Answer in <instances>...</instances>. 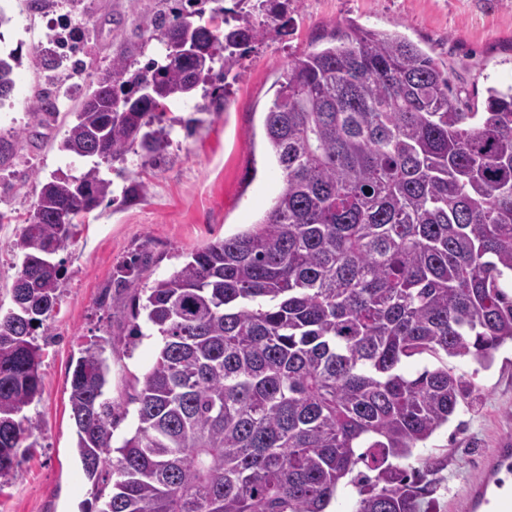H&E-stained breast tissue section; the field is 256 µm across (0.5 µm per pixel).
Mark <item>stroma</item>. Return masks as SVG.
Wrapping results in <instances>:
<instances>
[{
    "mask_svg": "<svg viewBox=\"0 0 512 512\" xmlns=\"http://www.w3.org/2000/svg\"><path fill=\"white\" fill-rule=\"evenodd\" d=\"M175 0H84L78 13L86 34L81 58L88 91L93 74L116 55L146 63L158 54L140 24L145 14L167 12ZM9 23L0 26L18 60L11 95L0 100V138L15 145L12 162L0 166V213L28 212L38 180L56 172L80 171L83 160L62 152L70 122L57 112L33 122L30 101L41 85L42 65L33 53L51 30L38 11L16 21L17 0L4 4ZM359 26L398 33L417 44L449 77L473 112L484 109L486 90L512 85V0H292L282 22L244 53L239 67L216 80L207 95L167 105L161 114L169 145L155 164L128 154L105 173L113 198L103 201L77 225L55 260L61 266L59 302L41 340L39 370L43 387L27 408L36 428L21 464L0 479V512H96L91 483L75 452L70 379L81 350L111 338L106 395L119 422L114 443L134 428L136 411L127 395L143 377L161 346L158 335L133 348L125 341L131 322L113 310L110 288L121 267L141 254L151 261L144 285L168 277L195 249L235 234L259 220L280 187L266 151L264 117L285 80L289 60L316 47L336 28ZM207 102L205 112L195 111ZM139 178L143 196L124 197L129 179ZM21 226L0 223V308L12 305L10 289L20 261L15 243ZM449 368L471 381L475 400L461 406L448 425L415 449L413 468H429L433 493L420 512H457L469 486L483 474V463L499 442L512 437V346L500 348L490 366L470 358H448Z\"/></svg>",
    "mask_w": 512,
    "mask_h": 512,
    "instance_id": "obj_1",
    "label": "stroma"
}]
</instances>
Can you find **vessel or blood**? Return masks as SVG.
Here are the masks:
<instances>
[{
	"label": "vessel or blood",
	"instance_id": "1",
	"mask_svg": "<svg viewBox=\"0 0 512 512\" xmlns=\"http://www.w3.org/2000/svg\"><path fill=\"white\" fill-rule=\"evenodd\" d=\"M461 512H512V440L503 439L487 462L484 478L459 504Z\"/></svg>",
	"mask_w": 512,
	"mask_h": 512
}]
</instances>
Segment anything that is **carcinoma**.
I'll list each match as a JSON object with an SVG mask.
<instances>
[{
  "mask_svg": "<svg viewBox=\"0 0 512 512\" xmlns=\"http://www.w3.org/2000/svg\"><path fill=\"white\" fill-rule=\"evenodd\" d=\"M247 2L143 19L159 59L136 69L112 58L94 74L95 101L74 112L60 150L89 162L41 183L0 312V479L34 429L25 410L43 382L35 331L59 299L54 255L112 194L102 164L136 146L154 164L169 144L153 128L159 108L237 68L264 34L254 13L275 22L288 10ZM324 39L289 62L266 112L281 186L263 218L149 288L146 256L118 277L112 306L129 310L132 335L142 317L162 337L132 385L137 425L119 447L105 397L112 341L86 346L73 369L75 448L100 512H325L358 466L355 512H419L428 472L398 462L472 387L445 364L408 377L403 360L485 364L512 343V86L467 112L405 37L354 27ZM14 61L0 56V100ZM30 108L42 122L51 92Z\"/></svg>",
  "mask_w": 512,
  "mask_h": 512,
  "instance_id": "1",
  "label": "carcinoma"
}]
</instances>
